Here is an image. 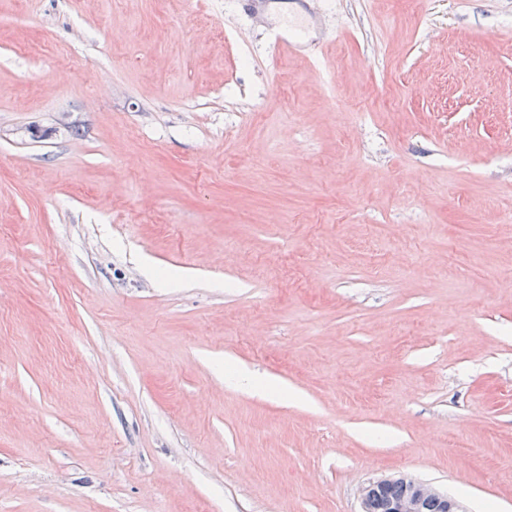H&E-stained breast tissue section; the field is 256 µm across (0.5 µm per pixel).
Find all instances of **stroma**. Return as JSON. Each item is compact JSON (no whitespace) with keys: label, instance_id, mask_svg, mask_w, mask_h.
Returning <instances> with one entry per match:
<instances>
[{"label":"stroma","instance_id":"obj_1","mask_svg":"<svg viewBox=\"0 0 512 512\" xmlns=\"http://www.w3.org/2000/svg\"><path fill=\"white\" fill-rule=\"evenodd\" d=\"M396 477L512 512V0H0V512Z\"/></svg>","mask_w":512,"mask_h":512}]
</instances>
